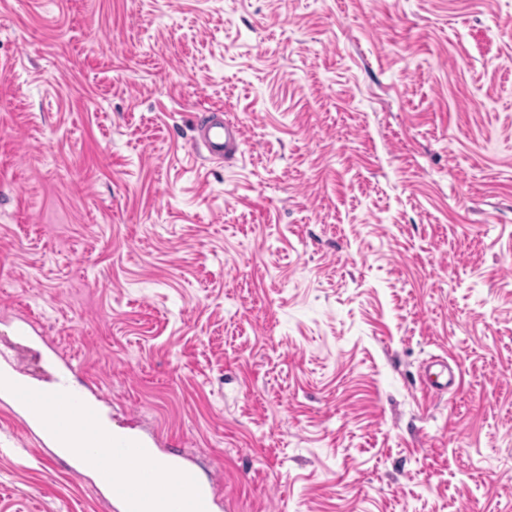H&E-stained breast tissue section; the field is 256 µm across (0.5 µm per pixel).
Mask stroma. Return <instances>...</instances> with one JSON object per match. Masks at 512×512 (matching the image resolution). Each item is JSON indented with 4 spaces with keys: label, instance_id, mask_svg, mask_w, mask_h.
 Here are the masks:
<instances>
[{
    "label": "stroma",
    "instance_id": "1",
    "mask_svg": "<svg viewBox=\"0 0 512 512\" xmlns=\"http://www.w3.org/2000/svg\"><path fill=\"white\" fill-rule=\"evenodd\" d=\"M0 348L222 512H512V0H0ZM0 512H106L2 404ZM241 128L224 118L210 119L200 126L199 141L194 143L196 151L204 148L211 158L234 156L243 142Z\"/></svg>",
    "mask_w": 512,
    "mask_h": 512
}]
</instances>
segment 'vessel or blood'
<instances>
[{
  "mask_svg": "<svg viewBox=\"0 0 512 512\" xmlns=\"http://www.w3.org/2000/svg\"><path fill=\"white\" fill-rule=\"evenodd\" d=\"M242 142L238 125L216 118L201 124L195 146L209 157L226 159ZM0 393L20 413L24 428H38L52 445L63 446V453L47 456L50 467L76 476L96 475L111 512H218L220 480L202 479L183 454L108 430L103 391L87 396L64 372L47 382L33 380L0 350ZM133 458L139 462L134 469L128 465Z\"/></svg>",
  "mask_w": 512,
  "mask_h": 512,
  "instance_id": "1",
  "label": "vessel or blood"
}]
</instances>
